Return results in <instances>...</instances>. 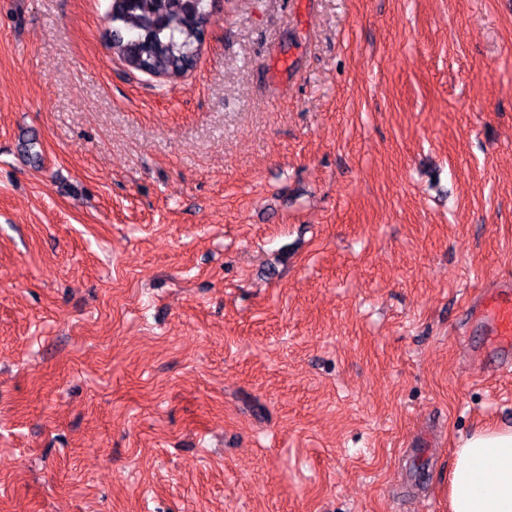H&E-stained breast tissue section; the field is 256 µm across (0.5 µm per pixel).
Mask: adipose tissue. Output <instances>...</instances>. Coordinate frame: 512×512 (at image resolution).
Returning <instances> with one entry per match:
<instances>
[{
	"label": "adipose tissue",
	"instance_id": "adipose-tissue-1",
	"mask_svg": "<svg viewBox=\"0 0 512 512\" xmlns=\"http://www.w3.org/2000/svg\"><path fill=\"white\" fill-rule=\"evenodd\" d=\"M448 512H512V429H485L461 440Z\"/></svg>",
	"mask_w": 512,
	"mask_h": 512
}]
</instances>
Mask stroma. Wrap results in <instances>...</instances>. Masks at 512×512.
Wrapping results in <instances>:
<instances>
[{
	"mask_svg": "<svg viewBox=\"0 0 512 512\" xmlns=\"http://www.w3.org/2000/svg\"><path fill=\"white\" fill-rule=\"evenodd\" d=\"M0 0V512H448L512 428V0ZM210 0H112L113 53L132 72L175 83L201 58ZM468 318L481 323L487 333L489 353L508 357L512 353V290L495 288L472 308Z\"/></svg>",
	"mask_w": 512,
	"mask_h": 512,
	"instance_id": "obj_1",
	"label": "stroma"
}]
</instances>
